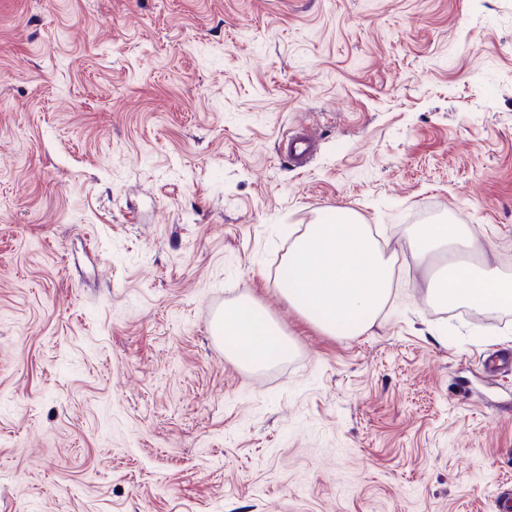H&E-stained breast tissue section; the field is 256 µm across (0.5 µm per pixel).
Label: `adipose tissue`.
<instances>
[{"mask_svg":"<svg viewBox=\"0 0 512 512\" xmlns=\"http://www.w3.org/2000/svg\"><path fill=\"white\" fill-rule=\"evenodd\" d=\"M410 248L422 261L442 248L450 252L446 274L429 283L428 298L434 305L461 303L479 311L512 308V279L474 262L477 246L467 225H420L410 239ZM220 334L229 357L245 359L252 369L282 360L290 347L278 324L248 298L225 310Z\"/></svg>","mask_w":512,"mask_h":512,"instance_id":"ef3b65f1","label":"adipose tissue"}]
</instances>
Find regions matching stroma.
<instances>
[{"label":"stroma","mask_w":512,"mask_h":512,"mask_svg":"<svg viewBox=\"0 0 512 512\" xmlns=\"http://www.w3.org/2000/svg\"><path fill=\"white\" fill-rule=\"evenodd\" d=\"M339 211L396 263L357 336L278 291ZM438 222L512 278V0H0V512H498L512 316L429 303ZM220 334L229 357L239 359L251 369H262L282 360L290 347V339L278 324L249 298L224 311ZM243 352L249 354L247 361L241 358Z\"/></svg>","instance_id":"1"}]
</instances>
